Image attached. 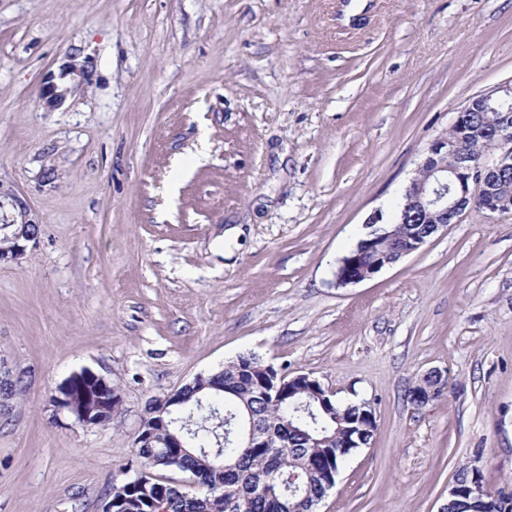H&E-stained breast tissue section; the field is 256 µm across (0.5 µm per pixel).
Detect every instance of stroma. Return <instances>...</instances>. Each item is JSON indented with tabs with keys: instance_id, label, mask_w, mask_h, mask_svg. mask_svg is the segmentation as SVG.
I'll return each mask as SVG.
<instances>
[{
	"instance_id": "1",
	"label": "stroma",
	"mask_w": 512,
	"mask_h": 512,
	"mask_svg": "<svg viewBox=\"0 0 512 512\" xmlns=\"http://www.w3.org/2000/svg\"><path fill=\"white\" fill-rule=\"evenodd\" d=\"M509 80L512 0H0V224L40 227L0 263V512H102L149 405L241 354L374 410L317 512H438L466 465L512 491V214L336 283ZM83 369L104 425L50 401ZM82 378L88 379L92 384H94L95 392L100 391L101 386L106 387L107 389V395H110V400L112 401V404H115V409L118 408V406L121 403V394L118 390L115 388H112L110 386V382L107 381V379L103 376H100L93 371L89 369H83L80 372L73 373L69 379H67L64 383H62L55 391V395L52 398V402L54 403V407L56 408L57 412L66 413L71 418L74 419L75 422L84 425V426H100L107 423L105 416H97L95 418H92L91 414L85 411L84 409H79L73 402V399L77 397L78 400L77 403L79 404V407H85L84 403L87 404L91 402V400L97 401L100 397L95 395H91L89 391L82 392V402L80 398V394L78 389H81L85 387V384H88L87 381L79 382ZM76 381V382H75ZM73 382L75 384L72 386ZM76 387L78 389H76ZM72 388H74V393L72 395ZM109 390V392H108ZM76 394V397H73ZM112 404H106L108 406V410L110 411V419L112 418V413L114 410L112 409ZM86 408V407H85ZM109 419V420H110Z\"/></svg>"
}]
</instances>
